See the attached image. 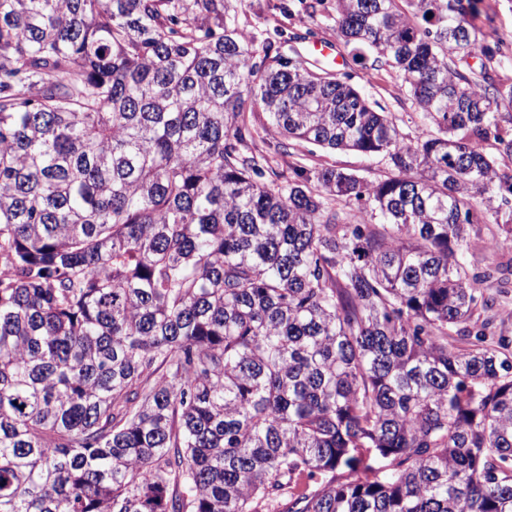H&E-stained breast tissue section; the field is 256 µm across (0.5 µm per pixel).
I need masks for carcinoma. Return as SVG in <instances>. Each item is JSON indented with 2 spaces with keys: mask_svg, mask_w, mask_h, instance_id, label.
<instances>
[{
  "mask_svg": "<svg viewBox=\"0 0 512 512\" xmlns=\"http://www.w3.org/2000/svg\"><path fill=\"white\" fill-rule=\"evenodd\" d=\"M471 8L336 0L409 138L230 0H0V512H512V342L464 259L476 224L512 252V83ZM314 156L309 165L336 166L366 180H375L387 171V163L382 157L366 158L354 151L327 150L309 146Z\"/></svg>",
  "mask_w": 512,
  "mask_h": 512,
  "instance_id": "1",
  "label": "carcinoma"
}]
</instances>
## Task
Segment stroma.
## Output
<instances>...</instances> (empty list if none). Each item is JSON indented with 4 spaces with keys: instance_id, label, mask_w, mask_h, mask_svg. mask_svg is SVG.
<instances>
[{
    "instance_id": "stroma-1",
    "label": "stroma",
    "mask_w": 512,
    "mask_h": 512,
    "mask_svg": "<svg viewBox=\"0 0 512 512\" xmlns=\"http://www.w3.org/2000/svg\"><path fill=\"white\" fill-rule=\"evenodd\" d=\"M237 25L246 33L259 38L282 34L290 48L307 55L319 42L334 43L342 59L341 73L365 92L393 119L405 134L414 136L421 131L423 121L418 108L400 92V79L385 68H374L356 62L351 48L336 36L335 0H325V6L310 11L304 0H236ZM468 21L479 32L481 41L501 40L512 44V0H476ZM313 164L334 166L366 180L379 178L387 170L385 159L367 158L348 150L314 148Z\"/></svg>"
}]
</instances>
